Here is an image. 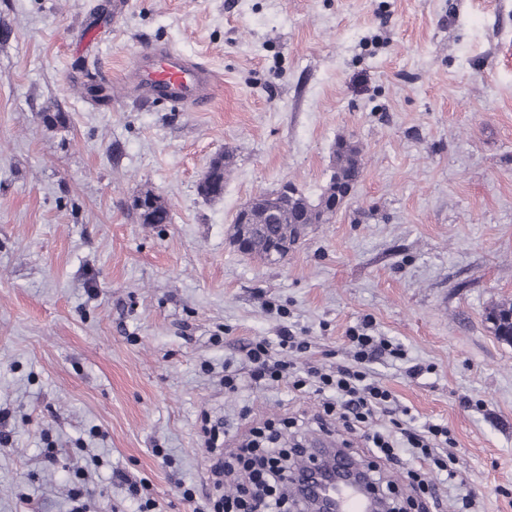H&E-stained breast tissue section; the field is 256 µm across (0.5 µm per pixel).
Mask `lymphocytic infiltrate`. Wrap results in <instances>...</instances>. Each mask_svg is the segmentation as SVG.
<instances>
[{
	"instance_id": "f902f5d3",
	"label": "lymphocytic infiltrate",
	"mask_w": 512,
	"mask_h": 512,
	"mask_svg": "<svg viewBox=\"0 0 512 512\" xmlns=\"http://www.w3.org/2000/svg\"><path fill=\"white\" fill-rule=\"evenodd\" d=\"M348 339L354 347L353 363L337 365L333 370L310 366L299 371L289 357L305 352L308 344L291 329H283L277 346L264 340L246 346L252 365L249 379L257 385L286 380L296 391L315 387L325 397L326 415L335 416L347 431H360L363 445L352 454L362 463L374 489L383 487L385 466L407 460L411 463L408 478L417 483L423 498L431 500L435 512H444L445 489L455 490L463 483L456 458L446 450L447 426L418 428L396 417L391 391L371 380L367 365L385 355L402 358L400 347L357 329L350 330ZM380 414L390 416V427L376 424ZM251 433L253 439L238 454L236 465L219 460L212 466L213 472L232 486V494L208 500L194 512H282L285 497L280 488L291 481L295 460L303 450L278 447V435L261 427L252 428Z\"/></svg>"
}]
</instances>
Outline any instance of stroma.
I'll use <instances>...</instances> for the list:
<instances>
[{
    "label": "stroma",
    "mask_w": 512,
    "mask_h": 512,
    "mask_svg": "<svg viewBox=\"0 0 512 512\" xmlns=\"http://www.w3.org/2000/svg\"><path fill=\"white\" fill-rule=\"evenodd\" d=\"M148 39L220 74L207 111L130 96ZM341 135L364 168L332 222L284 260L239 253L240 206L319 195ZM147 190L169 223L142 222ZM509 303L512 0H0V512H70L78 484L95 512H137L133 482L192 512L179 486L213 490L204 416L232 447L268 419L322 436L317 395L225 389L242 343L286 326L310 344L297 364L348 363L365 323L404 352L372 379L447 424L474 512H512V344L487 318ZM226 156L214 158L204 177L198 183V193L205 199H215L224 195V176L227 167Z\"/></svg>",
    "instance_id": "1"
}]
</instances>
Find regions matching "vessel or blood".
<instances>
[{
  "label": "vessel or blood",
  "mask_w": 512,
  "mask_h": 512,
  "mask_svg": "<svg viewBox=\"0 0 512 512\" xmlns=\"http://www.w3.org/2000/svg\"><path fill=\"white\" fill-rule=\"evenodd\" d=\"M125 80L138 96L149 102L200 110L207 107L219 82L206 64L166 43L149 42L133 55ZM333 512H371L372 502L364 497L360 480L326 487Z\"/></svg>",
  "instance_id": "1"
}]
</instances>
